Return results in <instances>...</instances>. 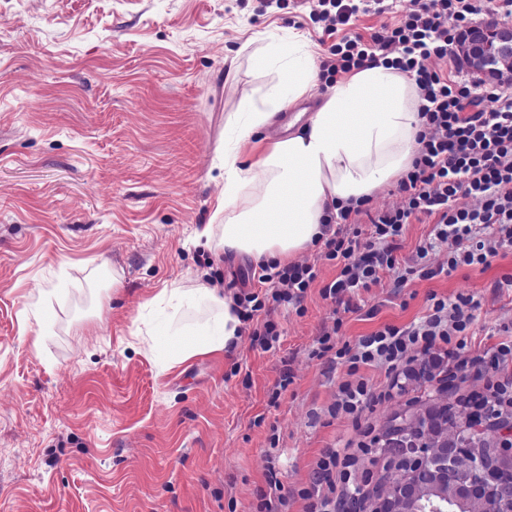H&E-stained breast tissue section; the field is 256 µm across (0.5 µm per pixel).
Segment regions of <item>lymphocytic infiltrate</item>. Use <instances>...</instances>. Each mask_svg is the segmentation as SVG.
<instances>
[{
    "label": "lymphocytic infiltrate",
    "instance_id": "1",
    "mask_svg": "<svg viewBox=\"0 0 512 512\" xmlns=\"http://www.w3.org/2000/svg\"><path fill=\"white\" fill-rule=\"evenodd\" d=\"M413 7L393 26H383L364 42L345 35L330 48L320 76L333 84L336 76L368 65L383 64L406 73L418 95L422 129L412 167L400 178L398 202L371 210L367 202L342 207L324 219L326 259L340 272L322 289L324 298L350 305L353 295L394 274L397 284L437 276L427 257L437 244H450L447 269L488 267L499 247L512 244V91L478 84L464 69L446 77L428 67L429 59L455 55L460 39L474 25L512 20V0H412ZM366 215L369 233L353 227V216ZM431 220L429 238L418 246L414 265L400 267L396 252L406 224ZM313 266L260 264L264 294L234 295L233 310L241 323L252 324L255 341L271 350L280 339L277 325L255 318L268 303L301 308L315 282ZM474 316L469 301L437 299L419 322L386 325L361 337L354 347L333 349L330 335L320 339L321 352H335L348 367L340 384L335 413L353 418L378 395L359 374L360 367L380 366L393 373L408 361H424L440 344L464 350V336ZM494 377L486 379L478 396L484 417L512 416V342L501 343L493 356ZM359 451L330 450L317 461L310 485L300 490L306 512H348L362 499L355 482Z\"/></svg>",
    "mask_w": 512,
    "mask_h": 512
}]
</instances>
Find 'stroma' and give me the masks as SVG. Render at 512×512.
I'll return each mask as SVG.
<instances>
[{"label": "stroma", "mask_w": 512, "mask_h": 512, "mask_svg": "<svg viewBox=\"0 0 512 512\" xmlns=\"http://www.w3.org/2000/svg\"><path fill=\"white\" fill-rule=\"evenodd\" d=\"M337 37L308 0H0V512H254L269 468L305 512L327 450L371 442L408 402L459 390L360 370L383 397L359 419L331 412L347 368L315 351L422 320L432 298H471L465 356L494 376L512 340V245L484 269L360 291L346 313L321 290L339 274L322 244L297 263L318 277L302 310L270 307L266 351L237 346L160 372L143 338L206 331L202 270L225 295L264 291L256 260L194 246L222 224L224 145L234 118L279 92L273 45ZM177 283L183 294L163 295ZM290 375L279 389L282 375Z\"/></svg>", "instance_id": "stroma-1"}]
</instances>
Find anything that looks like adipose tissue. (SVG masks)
I'll return each mask as SVG.
<instances>
[{"mask_svg": "<svg viewBox=\"0 0 512 512\" xmlns=\"http://www.w3.org/2000/svg\"><path fill=\"white\" fill-rule=\"evenodd\" d=\"M313 88V75L302 71L289 79L286 95L241 113L236 142L224 149V193L217 203L226 252L285 264L318 241L325 215L372 197L410 167L419 128L415 87L404 73L383 65L337 81L307 123L269 144L257 162H242V145L286 101L307 97ZM200 294L216 309V319L206 334L169 348L170 366L226 353L239 340L231 302L208 288Z\"/></svg>", "mask_w": 512, "mask_h": 512, "instance_id": "adipose-tissue-1", "label": "adipose tissue"}]
</instances>
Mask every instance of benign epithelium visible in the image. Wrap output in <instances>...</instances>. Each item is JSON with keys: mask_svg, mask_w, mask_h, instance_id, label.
I'll return each instance as SVG.
<instances>
[{"mask_svg": "<svg viewBox=\"0 0 512 512\" xmlns=\"http://www.w3.org/2000/svg\"><path fill=\"white\" fill-rule=\"evenodd\" d=\"M484 83L512 87V26L487 25L469 31L458 45ZM407 420L381 429V461L393 474L369 512H512V423L488 448L483 426L461 417L444 399L411 404Z\"/></svg>", "mask_w": 512, "mask_h": 512, "instance_id": "1", "label": "benign epithelium"}]
</instances>
